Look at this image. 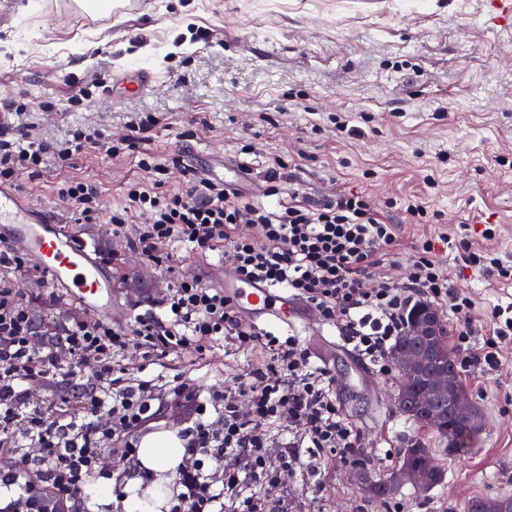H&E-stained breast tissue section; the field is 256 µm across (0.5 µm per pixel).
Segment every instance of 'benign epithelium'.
Here are the masks:
<instances>
[{
    "label": "benign epithelium",
    "instance_id": "1",
    "mask_svg": "<svg viewBox=\"0 0 512 512\" xmlns=\"http://www.w3.org/2000/svg\"><path fill=\"white\" fill-rule=\"evenodd\" d=\"M442 332L439 313L427 308L414 312L407 340L391 356L401 376L394 404L401 413L421 423H448L445 437L451 449L457 443L455 423L464 422L468 431L478 432L483 428V414L460 387L453 367L448 364L438 340ZM399 482L422 491L432 488L428 477L409 462L392 474L389 487Z\"/></svg>",
    "mask_w": 512,
    "mask_h": 512
}]
</instances>
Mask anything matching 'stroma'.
Returning a JSON list of instances; mask_svg holds the SVG:
<instances>
[{
    "label": "stroma",
    "instance_id": "stroma-1",
    "mask_svg": "<svg viewBox=\"0 0 512 512\" xmlns=\"http://www.w3.org/2000/svg\"><path fill=\"white\" fill-rule=\"evenodd\" d=\"M487 0H142L135 13L96 16L79 0H0V99L20 96L31 111L13 123L52 145L91 127L103 139L135 117L156 114L149 149L179 154L169 181L179 186L194 167L229 155L265 182L267 158L278 155L293 172L279 193L254 195L269 208L293 195L361 193L387 205L402 250L426 238L470 230L476 247L512 266V23L492 24ZM154 70L144 92L116 104L96 98L90 109L69 107L78 86L100 84L118 69ZM58 111L41 112L46 98ZM255 155L241 154L245 142ZM145 176L135 154L119 157L86 146L68 164L47 155L39 172L16 186L56 215L112 272L109 322L127 325L152 306L135 300L127 282L147 270L163 288L171 279L137 251L112 241L109 225L81 224L58 199L65 180L95 183L104 212L123 203L125 188ZM409 194L425 197L439 219L410 224L396 208ZM497 228L483 237L485 225ZM451 283L485 319L494 306H512V280L464 266L455 250L439 252ZM32 315L46 322L86 317L52 282L12 272ZM253 360L231 341L206 354L187 348L155 365L164 383L173 375L196 389L236 385ZM346 379L336 402L361 436V459L373 474L392 473L407 443L420 439L445 473L427 492L398 486L391 499L367 498L351 467L313 475L306 460L280 466L275 430L268 462L276 483L249 485L271 512H466L478 497L512 496V341L501 362L484 373L464 370L460 381L483 409L484 427L467 451L448 453L443 440L419 429L391 401L398 379L366 367L355 375L348 359L329 363Z\"/></svg>",
    "mask_w": 512,
    "mask_h": 512
}]
</instances>
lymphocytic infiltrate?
I'll list each match as a JSON object with an SVG mask.
<instances>
[{
    "mask_svg": "<svg viewBox=\"0 0 512 512\" xmlns=\"http://www.w3.org/2000/svg\"><path fill=\"white\" fill-rule=\"evenodd\" d=\"M156 118L144 116L126 132L101 141L98 131L77 130L53 152L71 160L89 143H103L117 156L140 154L147 178L130 182L125 202L103 215L101 191L92 182L66 181L57 195L74 206L78 220L96 224L107 219L113 242L132 248L147 260L174 270L172 244L181 243L201 256L217 252L247 278L280 288L307 304L334 326L378 372L389 374L388 354L400 336L418 297L448 309L458 327L457 356L462 365L482 364L491 371L500 362V345L512 337V309L490 313L493 335L473 348L477 333L474 303L453 287L435 240L421 242L405 262L403 282L387 275L399 257L395 225L375 202L358 194L314 202L301 199L270 209L243 198L223 183L190 179L170 187L167 175L179 156L157 160L146 149ZM47 151L31 141L28 128L0 127V182L38 171ZM249 224L253 233H241ZM34 330L15 285H0V450L15 447L14 428L23 424L30 447L27 468L45 472L49 484L21 479L16 469L0 470V487L15 493L0 512H61L103 475L100 438H111L121 462L111 473L114 490L126 474L140 470L137 438L165 410L185 415L184 457L178 465L171 512H269L264 499L248 495L254 479L274 483L267 467L272 432L289 424L297 435L286 456H309L313 473L329 462L348 467L360 456V437L336 403L335 376L315 364L298 338L278 336L246 321L223 289L199 278L178 276L155 311L137 315L131 326L86 318L71 325L63 341L71 384L81 387L76 414L62 417L26 409V386L59 370L56 348L35 349ZM241 350L258 352L238 389H212L200 398L182 375H173L165 390L152 380L132 377L118 356L130 344L142 351L145 365L185 348L204 353L220 339ZM246 394L247 413L238 409Z\"/></svg>",
    "mask_w": 512,
    "mask_h": 512,
    "instance_id": "f902f5d3",
    "label": "lymphocytic infiltrate"
}]
</instances>
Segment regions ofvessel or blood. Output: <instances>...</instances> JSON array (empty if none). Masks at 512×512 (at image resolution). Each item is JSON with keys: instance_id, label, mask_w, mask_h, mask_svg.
Returning a JSON list of instances; mask_svg holds the SVG:
<instances>
[{"instance_id": "b4317fda", "label": "vessel or blood", "mask_w": 512, "mask_h": 512, "mask_svg": "<svg viewBox=\"0 0 512 512\" xmlns=\"http://www.w3.org/2000/svg\"><path fill=\"white\" fill-rule=\"evenodd\" d=\"M153 80V73L147 70L130 81L123 73L112 75L113 83L121 85L127 95L144 92ZM0 245L34 259L75 303L94 312L104 313L111 308L110 270L86 251L62 220L7 183H0ZM216 284L252 323L298 329L308 322L306 306L286 291L249 281L233 269L218 273Z\"/></svg>"}]
</instances>
